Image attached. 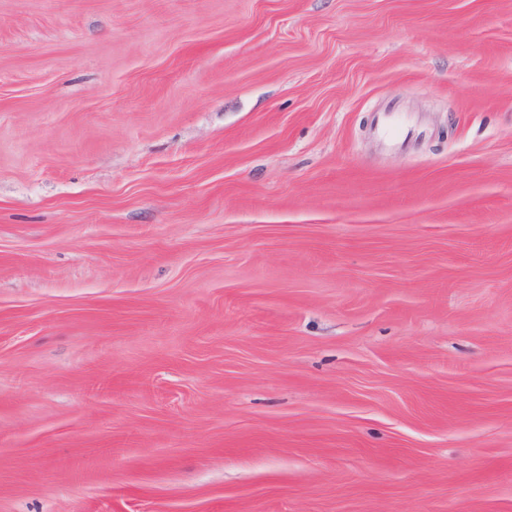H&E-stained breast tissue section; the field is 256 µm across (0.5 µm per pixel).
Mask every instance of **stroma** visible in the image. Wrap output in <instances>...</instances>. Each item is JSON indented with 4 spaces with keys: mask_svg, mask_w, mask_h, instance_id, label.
Masks as SVG:
<instances>
[{
    "mask_svg": "<svg viewBox=\"0 0 512 512\" xmlns=\"http://www.w3.org/2000/svg\"><path fill=\"white\" fill-rule=\"evenodd\" d=\"M0 512H512V0H0Z\"/></svg>",
    "mask_w": 512,
    "mask_h": 512,
    "instance_id": "35a3bbf8",
    "label": "stroma"
}]
</instances>
